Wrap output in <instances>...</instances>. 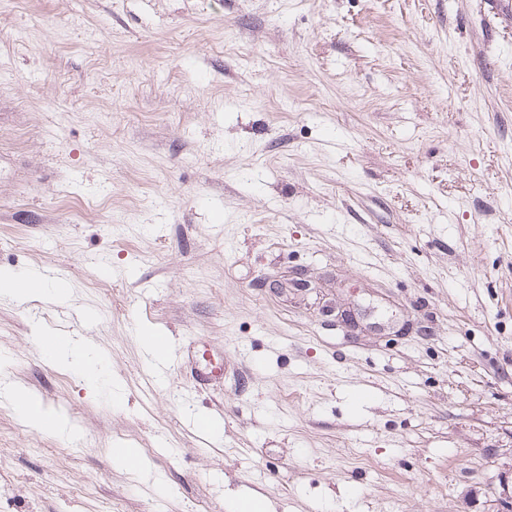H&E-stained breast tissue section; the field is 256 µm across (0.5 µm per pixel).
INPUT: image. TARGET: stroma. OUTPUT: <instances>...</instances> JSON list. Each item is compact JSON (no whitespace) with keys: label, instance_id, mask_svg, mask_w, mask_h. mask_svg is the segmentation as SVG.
<instances>
[{"label":"stroma","instance_id":"1","mask_svg":"<svg viewBox=\"0 0 512 512\" xmlns=\"http://www.w3.org/2000/svg\"><path fill=\"white\" fill-rule=\"evenodd\" d=\"M493 5L0 0V272L48 290L0 295V512H512ZM41 351L50 358L70 364L79 370L91 385H95L102 371V362H92L88 353L81 351L71 340L66 345L56 343L50 351H45L43 348ZM15 412L27 423L42 429V423L48 420L38 399L27 389L17 386L10 394Z\"/></svg>","mask_w":512,"mask_h":512}]
</instances>
